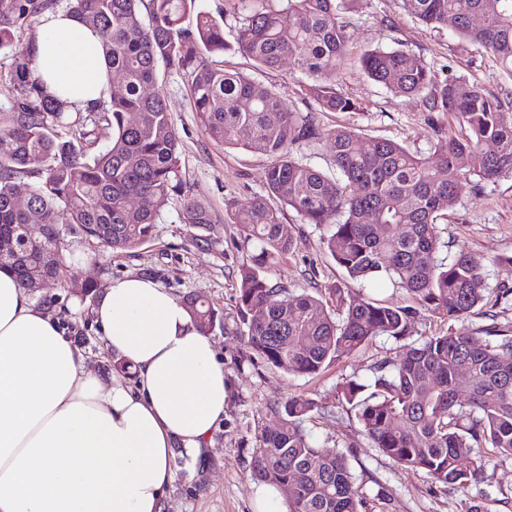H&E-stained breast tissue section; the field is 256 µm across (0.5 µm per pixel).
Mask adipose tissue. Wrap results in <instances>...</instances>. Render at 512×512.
I'll list each match as a JSON object with an SVG mask.
<instances>
[{
	"mask_svg": "<svg viewBox=\"0 0 512 512\" xmlns=\"http://www.w3.org/2000/svg\"><path fill=\"white\" fill-rule=\"evenodd\" d=\"M36 74L84 109L110 95L97 32L44 14ZM105 351L134 384L89 368L82 347L0 268V512H164L175 451L199 457L229 386L211 338L168 288L110 281L93 309Z\"/></svg>",
	"mask_w": 512,
	"mask_h": 512,
	"instance_id": "1",
	"label": "adipose tissue"
}]
</instances>
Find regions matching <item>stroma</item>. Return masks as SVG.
Segmentation results:
<instances>
[{
    "mask_svg": "<svg viewBox=\"0 0 512 512\" xmlns=\"http://www.w3.org/2000/svg\"><path fill=\"white\" fill-rule=\"evenodd\" d=\"M347 20L346 56L332 79L360 108L320 113L323 127H347L364 141L390 139L426 157L433 154L443 133L464 135V128L447 115L422 111L419 100L396 95L364 75L360 58L377 47L408 50L439 77H463L490 91L499 89V70L492 57L462 45L451 28L427 27L404 12L399 0H359ZM222 60L225 68L274 89L288 108L310 109L301 78L288 65L259 68L237 51L225 52ZM159 89L179 137L183 194L168 199L159 212L154 238L137 248L103 251L65 238L67 263L62 276L47 282L33 298L37 305H49L69 335L88 349L90 368L105 373L112 371V359L102 347L91 314L95 298L81 295L82 284L93 282L103 289L112 279L142 274L159 281L179 300L198 298L217 310L219 319L210 337L230 384L224 422L205 455L194 460L175 455L167 512H253L256 436L261 429L278 425L266 407L294 395L315 400L317 408L302 427L317 446L347 456L370 498L371 512H468L475 502L484 512H512V457H496L468 489L439 486L426 473L400 466L372 448L353 411L342 408L339 385L349 379L370 383L378 363L401 354V341L376 337L314 377L292 375L250 357L240 334L237 281L255 242L230 223L226 209L265 194L271 159L261 152L216 145L191 108L188 79L182 73L161 71ZM188 198L209 210L210 223H183V202ZM282 217L300 246L286 264L271 271L272 282L318 295L345 281L344 271L322 242L324 227L304 223L288 207ZM439 227L446 243L444 257L454 258L464 249L482 258L486 284L496 302L477 306L450 323L421 313L411 326L412 342L450 328L479 335L495 329L512 336V273L496 263L497 257L512 255V178L479 187L462 182L457 206Z\"/></svg>",
    "mask_w": 512,
    "mask_h": 512,
    "instance_id": "stroma-1",
    "label": "stroma"
}]
</instances>
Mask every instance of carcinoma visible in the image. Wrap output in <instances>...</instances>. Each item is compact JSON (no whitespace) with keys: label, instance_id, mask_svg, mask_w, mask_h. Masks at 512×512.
<instances>
[{"label":"carcinoma","instance_id":"1","mask_svg":"<svg viewBox=\"0 0 512 512\" xmlns=\"http://www.w3.org/2000/svg\"><path fill=\"white\" fill-rule=\"evenodd\" d=\"M235 44L224 40V20L196 8V0H70L69 12L101 36L110 71L122 78L109 100L71 118V105L51 95L34 75L36 48L14 45L17 24L31 0H0V47L15 46L9 124L0 129V267L22 284L57 278L65 266L44 254L70 234L87 242L132 250L153 237L159 209L178 192L179 139L158 90L159 66L190 82V104L210 138L225 148L269 155L265 195L227 212L257 242L241 266V335L253 355L289 374L313 376L377 336L404 340L425 311L457 320L486 300L482 259L460 250L447 261L439 220L459 202L462 182L512 176V93L500 95L460 77L440 80L403 49H372L364 74L387 90L419 99L426 112H442L468 134L439 141L430 159L389 139L360 137L346 127L326 129L319 112L359 106L328 75L346 51V14L357 0H234ZM403 9L431 28L453 20L458 37L492 56L512 80V0H401ZM259 66L293 65L309 83L310 111L290 112L281 99L238 72L213 63L226 51ZM112 127L111 142L95 148L94 129ZM72 131L68 140L55 134ZM248 132V139L240 138ZM328 141L335 174L305 162L299 149ZM493 150L487 151L485 145ZM35 179L30 207L13 203L16 180ZM276 198L307 224L326 225L323 244L352 282L385 281L408 296L389 305L348 286L333 285V307L306 291L273 284L268 272L299 249L282 221ZM40 216L31 227L30 212ZM185 224L211 223L208 210L188 200ZM207 334L218 319L206 302H188ZM261 311L264 318L253 319ZM341 403L355 412L372 447L396 463L426 472L438 485L465 489L485 467L476 449L512 457V338L500 341L467 331H445L410 344L402 356L376 366L374 382L346 381ZM316 408L306 397L269 404L279 418L257 436L254 477L274 486L288 512H368L346 456L316 446L302 422ZM472 460L462 468L460 461Z\"/></svg>","mask_w":512,"mask_h":512}]
</instances>
